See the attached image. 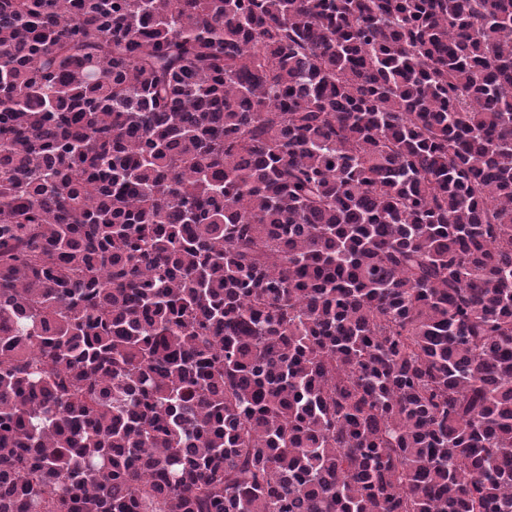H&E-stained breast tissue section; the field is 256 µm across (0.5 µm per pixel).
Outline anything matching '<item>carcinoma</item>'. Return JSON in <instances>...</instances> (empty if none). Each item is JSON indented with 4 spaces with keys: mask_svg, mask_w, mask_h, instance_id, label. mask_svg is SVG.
<instances>
[{
    "mask_svg": "<svg viewBox=\"0 0 512 512\" xmlns=\"http://www.w3.org/2000/svg\"><path fill=\"white\" fill-rule=\"evenodd\" d=\"M0 512H512V0H0Z\"/></svg>",
    "mask_w": 512,
    "mask_h": 512,
    "instance_id": "carcinoma-1",
    "label": "carcinoma"
}]
</instances>
